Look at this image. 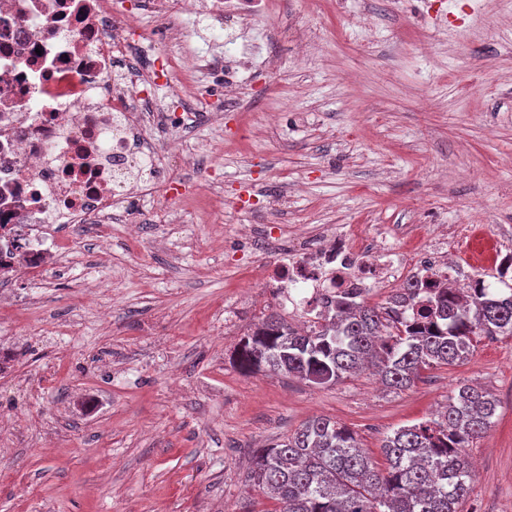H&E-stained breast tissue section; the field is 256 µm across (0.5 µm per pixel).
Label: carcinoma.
<instances>
[{
    "instance_id": "1",
    "label": "carcinoma",
    "mask_w": 512,
    "mask_h": 512,
    "mask_svg": "<svg viewBox=\"0 0 512 512\" xmlns=\"http://www.w3.org/2000/svg\"><path fill=\"white\" fill-rule=\"evenodd\" d=\"M406 300L423 321L395 307L347 299L323 323L298 328L272 313L242 339L232 361L248 373L282 372L314 385L335 384L372 369L386 387L405 390L421 370L468 359L483 337L512 336V292L480 288H409ZM497 400L458 386L437 417L404 426L382 441L380 467L348 427L323 416L253 455L249 481L279 512H464L474 486L464 449L493 424Z\"/></svg>"
}]
</instances>
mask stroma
<instances>
[{
	"mask_svg": "<svg viewBox=\"0 0 512 512\" xmlns=\"http://www.w3.org/2000/svg\"><path fill=\"white\" fill-rule=\"evenodd\" d=\"M280 0L247 27L187 46L240 50V109L180 132L169 172L126 227L88 231L82 260L53 273L37 305L30 282H4L0 345V512H275L247 483L256 449L324 416L353 430L376 462L386 434L429 419L461 384L498 401L468 451V512H512V336L423 370L410 389L361 373L314 386L232 355L272 294L247 307L255 279L287 254L245 260L236 231L317 233L357 224L409 254L437 226L479 224L512 247V8L467 0ZM281 61L264 78L266 54ZM292 191L281 194V182Z\"/></svg>",
	"mask_w": 512,
	"mask_h": 512,
	"instance_id": "stroma-1",
	"label": "stroma"
}]
</instances>
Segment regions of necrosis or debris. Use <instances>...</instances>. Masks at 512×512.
<instances>
[{"label":"necrosis or debris","instance_id":"1","mask_svg":"<svg viewBox=\"0 0 512 512\" xmlns=\"http://www.w3.org/2000/svg\"><path fill=\"white\" fill-rule=\"evenodd\" d=\"M261 0H141L169 43L146 72L123 71L121 55L142 47L133 16L112 0H0V271L24 258L45 276L47 253L77 258L88 224H135L134 206L157 186L159 157L187 110L208 57L188 50L177 13L214 31L247 25ZM447 236L409 260L392 242L363 244L351 230L298 238L287 266L265 278L282 307L318 315L337 299L361 300L380 285L405 288L452 269L468 289L472 264L452 265Z\"/></svg>","mask_w":512,"mask_h":512}]
</instances>
